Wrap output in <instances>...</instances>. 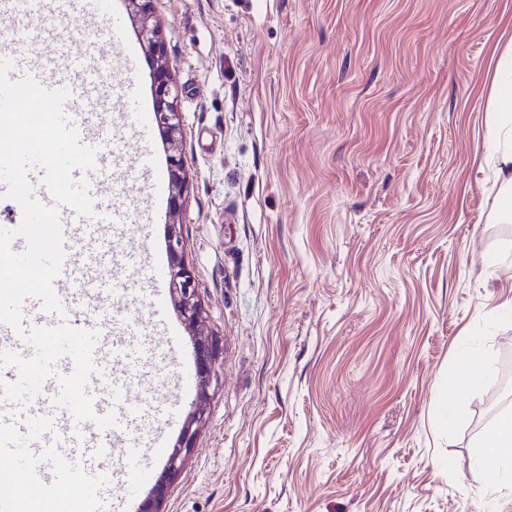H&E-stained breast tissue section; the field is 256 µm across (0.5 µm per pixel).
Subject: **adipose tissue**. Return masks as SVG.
Returning a JSON list of instances; mask_svg holds the SVG:
<instances>
[{
    "instance_id": "adipose-tissue-1",
    "label": "adipose tissue",
    "mask_w": 512,
    "mask_h": 512,
    "mask_svg": "<svg viewBox=\"0 0 512 512\" xmlns=\"http://www.w3.org/2000/svg\"><path fill=\"white\" fill-rule=\"evenodd\" d=\"M491 133L497 141L493 170L504 194L499 201L503 214L512 221V48L492 56ZM491 372L487 354L464 355L448 376V398L438 412V422L453 430L460 416V404L471 387ZM480 464L492 467L512 466V415L500 418L485 432L480 442Z\"/></svg>"
}]
</instances>
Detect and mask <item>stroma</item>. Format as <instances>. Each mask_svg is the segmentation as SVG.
<instances>
[{
  "label": "stroma",
  "mask_w": 512,
  "mask_h": 512,
  "mask_svg": "<svg viewBox=\"0 0 512 512\" xmlns=\"http://www.w3.org/2000/svg\"><path fill=\"white\" fill-rule=\"evenodd\" d=\"M136 63L113 83L155 97L141 21L112 0ZM183 137L153 133L160 173L182 154L180 231L214 353L168 304L173 350L129 373L178 411L167 448L206 414L177 475L165 460L127 505L159 512H512L478 462L494 379L439 427L459 352L512 356V223L497 221L489 59L512 44V0H154ZM78 46V12L37 10ZM108 205L134 202L112 253L169 260L167 207L129 151ZM147 276L102 296L153 332Z\"/></svg>",
  "instance_id": "stroma-1"
}]
</instances>
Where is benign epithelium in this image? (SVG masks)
Here are the masks:
<instances>
[{
	"label": "benign epithelium",
	"instance_id": "obj_1",
	"mask_svg": "<svg viewBox=\"0 0 512 512\" xmlns=\"http://www.w3.org/2000/svg\"><path fill=\"white\" fill-rule=\"evenodd\" d=\"M136 15L141 18L142 30L146 35L144 47L154 60V85H155V121L167 140L175 141L181 136V115L177 108V101L171 99V70L167 53L163 42L159 40L155 27L149 26L152 20V4L154 0H127ZM170 197L169 219L171 232L169 235V251L171 258L170 285L179 313L187 321L188 325L197 330L202 327L201 308L197 300V285L194 277L184 264L182 256V239L176 231L180 215L184 206V174L183 159L179 155H171L168 159ZM197 359L199 365L200 382L209 381L211 349L206 341H200L197 345ZM203 411H198L197 416L189 419L182 432L180 443L173 449L167 460V469L172 474H177L182 466V452L192 448L196 436L193 426L200 422Z\"/></svg>",
	"mask_w": 512,
	"mask_h": 512
}]
</instances>
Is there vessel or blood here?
I'll list each match as a JSON object with an SVG mask.
<instances>
[{
  "instance_id": "obj_1",
  "label": "vessel or blood",
  "mask_w": 512,
  "mask_h": 512,
  "mask_svg": "<svg viewBox=\"0 0 512 512\" xmlns=\"http://www.w3.org/2000/svg\"><path fill=\"white\" fill-rule=\"evenodd\" d=\"M106 0H57L59 9H77L87 19H95L105 9ZM35 51L28 61H21L13 50L0 52V58L12 64L10 79L32 77L47 89H63L68 93L64 112L78 133L82 144L96 147L93 169L73 170L76 180L86 182L93 199L94 213L78 214L72 207L57 202L45 183L42 167L31 169L28 179L35 198L54 209L63 232L65 258L53 289L62 307V314L46 312L40 300L26 299L23 304V326L55 327L60 324L98 335L93 362L96 367L87 388L93 396L97 414L115 413L116 426L101 429L92 422H76L70 411L46 403V395H57L59 379L73 370L70 358L58 361L53 378L48 379L42 393L29 404L21 406L0 400V472L9 477L24 475L36 489L35 504L19 505L12 488L0 484V512H120L119 503H108L105 493L115 482H133L149 461L162 455L160 438L145 436V422L140 409L130 401L127 374L117 372L115 359L136 350L137 337L116 335L112 330L111 309L98 306L95 300L103 282L99 275L98 242L104 224L115 222L116 214L104 205L105 192L112 185V168L123 150L111 127L99 115L108 111L107 101H95L93 93L107 84L111 68L100 53H72L69 69L56 71L57 54L70 51L68 44L58 40L50 29L41 30L30 40ZM0 351L30 357L33 349L11 326L0 323ZM129 434L123 455L126 469L112 465V445L117 434ZM79 479L82 493L71 499L66 489L72 479Z\"/></svg>"
}]
</instances>
